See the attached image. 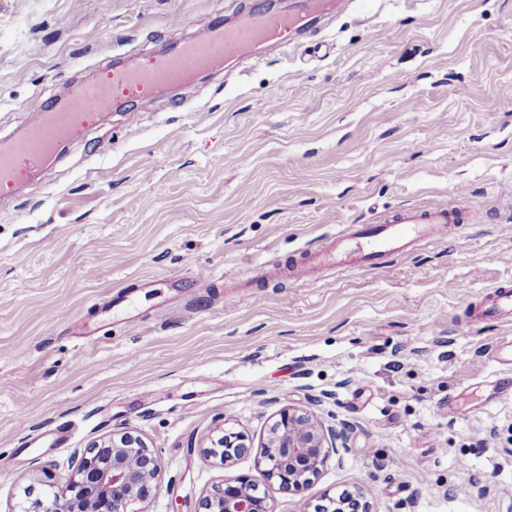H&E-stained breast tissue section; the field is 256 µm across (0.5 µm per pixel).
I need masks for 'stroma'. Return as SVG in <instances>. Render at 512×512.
Returning a JSON list of instances; mask_svg holds the SVG:
<instances>
[{
	"mask_svg": "<svg viewBox=\"0 0 512 512\" xmlns=\"http://www.w3.org/2000/svg\"><path fill=\"white\" fill-rule=\"evenodd\" d=\"M264 3L0 0V144L112 59ZM429 201L489 220L380 268L262 276ZM503 283L512 0H360L288 54L97 122L0 199V512L121 430L160 453L149 512H194L223 475L202 441L260 444L286 407L355 425L311 498L512 512V321L479 317Z\"/></svg>",
	"mask_w": 512,
	"mask_h": 512,
	"instance_id": "1",
	"label": "stroma"
}]
</instances>
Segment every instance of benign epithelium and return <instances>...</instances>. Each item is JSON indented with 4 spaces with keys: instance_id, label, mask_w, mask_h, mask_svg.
Here are the masks:
<instances>
[{
    "instance_id": "benign-epithelium-1",
    "label": "benign epithelium",
    "mask_w": 512,
    "mask_h": 512,
    "mask_svg": "<svg viewBox=\"0 0 512 512\" xmlns=\"http://www.w3.org/2000/svg\"><path fill=\"white\" fill-rule=\"evenodd\" d=\"M354 423L343 421L340 428H323L313 414L299 408H284L270 426L260 446L258 463L263 476L286 495H298L312 487L326 466L336 441L346 440ZM253 446L240 432L220 431L210 445L200 449L207 460L228 469L251 454ZM161 472L156 449L133 431L114 433L108 439L84 449L73 473L62 489L52 476L41 471L30 477L45 487L20 512H148L146 505ZM258 486L245 474L225 476L202 495L196 512H274L266 496L257 495ZM326 504L319 512H372L359 493L342 497L322 496Z\"/></svg>"
}]
</instances>
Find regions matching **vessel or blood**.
Listing matches in <instances>:
<instances>
[{
  "instance_id": "vessel-or-blood-1",
  "label": "vessel or blood",
  "mask_w": 512,
  "mask_h": 512,
  "mask_svg": "<svg viewBox=\"0 0 512 512\" xmlns=\"http://www.w3.org/2000/svg\"><path fill=\"white\" fill-rule=\"evenodd\" d=\"M353 0H287L277 8L240 13L234 21L209 22L200 37L179 39L168 50L133 66H111L96 79L72 86L56 108L39 112L25 134L0 148V193L7 195L38 171L65 142L80 140L101 112L120 103L148 99L163 86L188 82L198 74L222 70L225 62L246 60L255 47L292 43L324 11L346 12ZM483 208L460 212L442 202L399 211L370 228H355L346 236L326 237L319 250L325 264L358 268L382 265L393 254L428 237L437 227L466 222L483 224ZM484 316L512 315V290L490 296Z\"/></svg>"
}]
</instances>
